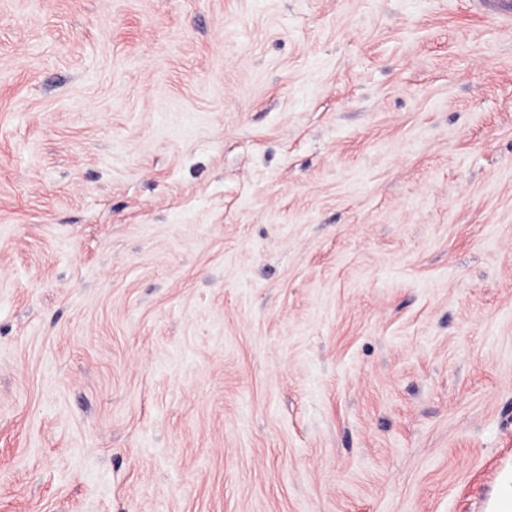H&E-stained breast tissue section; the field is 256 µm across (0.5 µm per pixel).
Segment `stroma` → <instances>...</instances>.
Masks as SVG:
<instances>
[{
  "mask_svg": "<svg viewBox=\"0 0 512 512\" xmlns=\"http://www.w3.org/2000/svg\"><path fill=\"white\" fill-rule=\"evenodd\" d=\"M508 457L511 29L0 0V512H485Z\"/></svg>",
  "mask_w": 512,
  "mask_h": 512,
  "instance_id": "stroma-1",
  "label": "stroma"
}]
</instances>
